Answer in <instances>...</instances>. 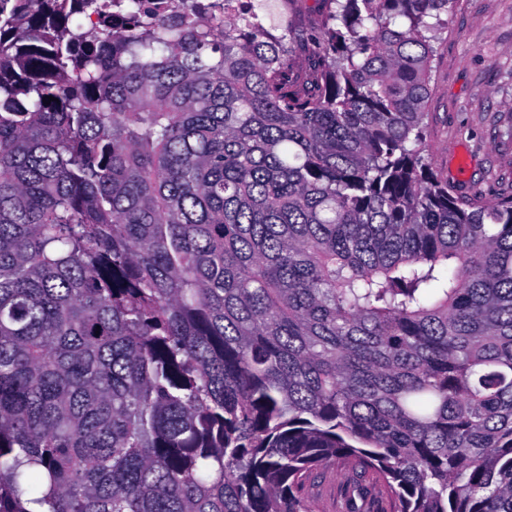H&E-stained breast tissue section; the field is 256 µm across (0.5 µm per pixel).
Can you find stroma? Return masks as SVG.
Instances as JSON below:
<instances>
[{
	"label": "stroma",
	"mask_w": 512,
	"mask_h": 512,
	"mask_svg": "<svg viewBox=\"0 0 512 512\" xmlns=\"http://www.w3.org/2000/svg\"><path fill=\"white\" fill-rule=\"evenodd\" d=\"M426 110L436 173L462 196L512 195V0H450ZM350 475L330 468L305 494L336 512Z\"/></svg>",
	"instance_id": "1"
}]
</instances>
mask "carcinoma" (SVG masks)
Wrapping results in <instances>:
<instances>
[{"label":"carcinoma","mask_w":512,"mask_h":512,"mask_svg":"<svg viewBox=\"0 0 512 512\" xmlns=\"http://www.w3.org/2000/svg\"><path fill=\"white\" fill-rule=\"evenodd\" d=\"M0 0V512H512V196L428 150L449 0ZM54 101L47 102V97ZM295 5V19L299 26L308 31H316L319 27L322 15L320 0H299ZM350 474L341 467H331L314 484L308 485L305 495L313 502L317 512H337L344 498L343 485L349 482Z\"/></svg>","instance_id":"cac0c4a2"}]
</instances>
